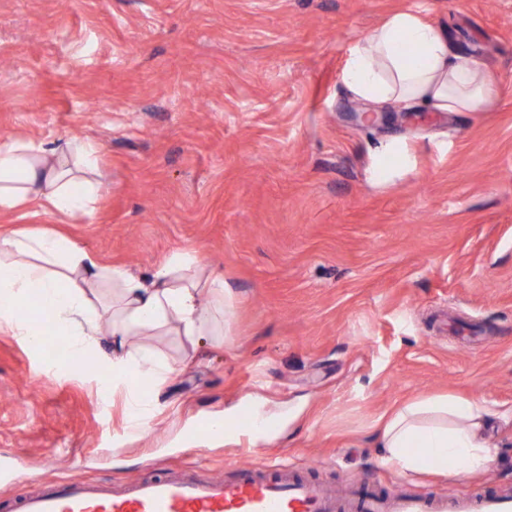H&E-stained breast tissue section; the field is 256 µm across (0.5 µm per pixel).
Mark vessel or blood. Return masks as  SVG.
<instances>
[{
    "label": "vessel or blood",
    "instance_id": "obj_1",
    "mask_svg": "<svg viewBox=\"0 0 512 512\" xmlns=\"http://www.w3.org/2000/svg\"><path fill=\"white\" fill-rule=\"evenodd\" d=\"M0 506L5 512H512V495H378L361 485L339 497L278 466L242 464L227 480L168 472L122 490L81 479L44 480L34 491L16 488Z\"/></svg>",
    "mask_w": 512,
    "mask_h": 512
}]
</instances>
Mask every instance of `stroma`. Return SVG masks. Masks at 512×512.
<instances>
[{"label":"stroma","mask_w":512,"mask_h":512,"mask_svg":"<svg viewBox=\"0 0 512 512\" xmlns=\"http://www.w3.org/2000/svg\"><path fill=\"white\" fill-rule=\"evenodd\" d=\"M402 9L480 55L498 99L348 121V49ZM20 137L100 143V200L0 213V236L51 230L137 275L197 250L236 299L223 346L144 337L177 371L133 441L124 392L101 385L111 368L51 369L0 329V463L17 484L275 461L339 492L364 477L512 489V0H0V145ZM436 393L498 410L485 471L381 463L379 419ZM258 407L267 442L187 441Z\"/></svg>","instance_id":"1"}]
</instances>
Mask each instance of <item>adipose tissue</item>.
Masks as SVG:
<instances>
[{"label":"adipose tissue","mask_w":512,"mask_h":512,"mask_svg":"<svg viewBox=\"0 0 512 512\" xmlns=\"http://www.w3.org/2000/svg\"><path fill=\"white\" fill-rule=\"evenodd\" d=\"M343 82L359 101L423 112H476L499 95L496 77L475 55L456 50L444 26L418 13L389 14L349 49ZM101 147L93 140L17 138L0 146V212L41 202L64 213L93 214L100 189ZM215 301V312L202 307ZM234 292L223 275L190 250L171 255L150 277L100 264L59 234L0 237V327L39 347L38 316L49 313L76 356L95 351L123 389L130 435L149 425L152 402L139 383L159 391L175 370L164 356L133 345L136 336L176 331L190 343L219 337L228 327L219 308ZM495 412L486 401L436 395L410 400L383 416L376 442L385 464L405 474L444 472L457 461L463 473L481 471L494 456L487 440Z\"/></svg>","instance_id":"ef3b65f1"}]
</instances>
